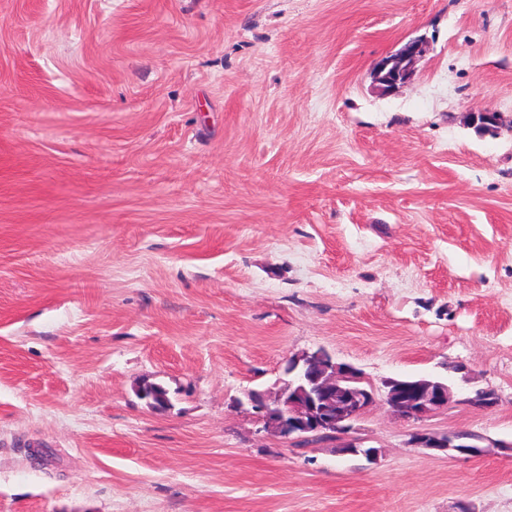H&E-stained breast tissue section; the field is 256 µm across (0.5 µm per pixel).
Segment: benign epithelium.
<instances>
[{
  "mask_svg": "<svg viewBox=\"0 0 512 512\" xmlns=\"http://www.w3.org/2000/svg\"><path fill=\"white\" fill-rule=\"evenodd\" d=\"M424 50V40L415 38L396 53L381 60L373 77L385 91L406 82L413 75V63ZM278 381L274 399L251 390L236 400V406L254 415L264 431H271L284 440L302 442L315 436L342 441V451L361 454L372 460L376 449L364 446L354 436L356 423L375 404L378 390L364 373L350 365L336 362L325 348H318L288 357ZM383 402L390 412L401 419L422 420L448 407L452 399L450 387L426 379L382 381ZM466 435L458 433L416 432L410 436L411 448H426L446 453L479 452V447L464 442Z\"/></svg>",
  "mask_w": 512,
  "mask_h": 512,
  "instance_id": "obj_1",
  "label": "benign epithelium"
}]
</instances>
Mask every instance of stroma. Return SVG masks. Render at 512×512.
Wrapping results in <instances>:
<instances>
[{"label": "stroma", "mask_w": 512, "mask_h": 512, "mask_svg": "<svg viewBox=\"0 0 512 512\" xmlns=\"http://www.w3.org/2000/svg\"><path fill=\"white\" fill-rule=\"evenodd\" d=\"M320 347L454 400L288 447ZM511 440L512 0H0V512H512ZM424 50V40L415 38L396 53L381 60L374 68L373 77L385 91L396 88L413 75V63ZM464 439L473 438L458 433L416 432L410 436L408 445L411 448H426L442 453H448L449 450L469 453L479 452L477 445L462 442L461 440Z\"/></svg>", "instance_id": "obj_1"}]
</instances>
